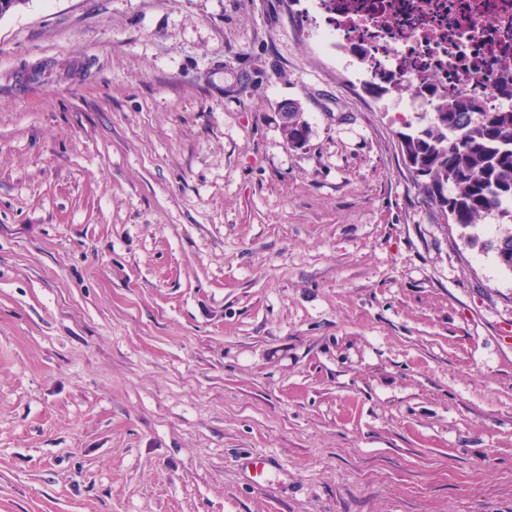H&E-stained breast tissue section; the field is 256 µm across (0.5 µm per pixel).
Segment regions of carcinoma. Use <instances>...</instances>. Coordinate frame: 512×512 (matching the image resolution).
Instances as JSON below:
<instances>
[{
    "instance_id": "obj_1",
    "label": "carcinoma",
    "mask_w": 512,
    "mask_h": 512,
    "mask_svg": "<svg viewBox=\"0 0 512 512\" xmlns=\"http://www.w3.org/2000/svg\"><path fill=\"white\" fill-rule=\"evenodd\" d=\"M289 107L288 145L301 147L308 122L297 104ZM430 107L400 133L402 157L425 202L447 213L448 223L467 228L492 218L509 225L487 247L512 271V106L492 110L480 96L460 94Z\"/></svg>"
}]
</instances>
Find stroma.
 <instances>
[{
  "instance_id": "stroma-1",
  "label": "stroma",
  "mask_w": 512,
  "mask_h": 512,
  "mask_svg": "<svg viewBox=\"0 0 512 512\" xmlns=\"http://www.w3.org/2000/svg\"><path fill=\"white\" fill-rule=\"evenodd\" d=\"M311 29L290 0L0 17V512H512L496 224L442 223L415 114ZM288 107L293 108V118L294 122L288 123ZM280 123L281 127L286 126L288 129H283V132H288V145L291 147H302L306 141L308 136V122L305 120L303 113L300 112L299 106L296 103L289 102L284 105L282 108V112H280ZM302 126L306 128V134L304 133Z\"/></svg>"
}]
</instances>
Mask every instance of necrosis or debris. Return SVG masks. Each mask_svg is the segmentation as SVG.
Returning a JSON list of instances; mask_svg holds the SVG:
<instances>
[{
	"label": "necrosis or debris",
	"instance_id": "4bbe7bcc",
	"mask_svg": "<svg viewBox=\"0 0 512 512\" xmlns=\"http://www.w3.org/2000/svg\"><path fill=\"white\" fill-rule=\"evenodd\" d=\"M319 34L317 49L345 66L361 47L374 71L399 84L435 74L444 92L502 103L496 77L512 45V0H298Z\"/></svg>",
	"mask_w": 512,
	"mask_h": 512
}]
</instances>
